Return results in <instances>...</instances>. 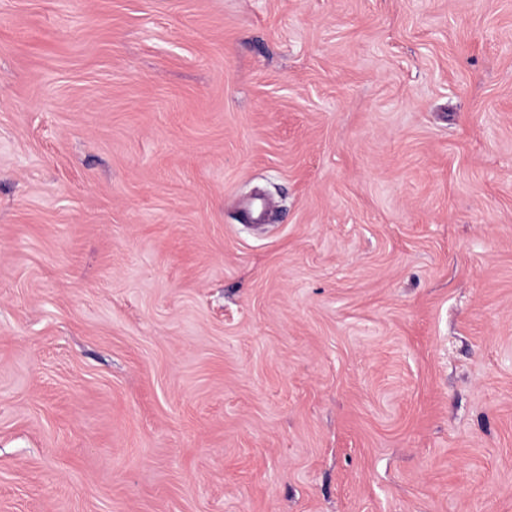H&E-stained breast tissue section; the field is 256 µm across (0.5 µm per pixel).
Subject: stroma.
I'll use <instances>...</instances> for the list:
<instances>
[{"label":"stroma","instance_id":"stroma-1","mask_svg":"<svg viewBox=\"0 0 512 512\" xmlns=\"http://www.w3.org/2000/svg\"><path fill=\"white\" fill-rule=\"evenodd\" d=\"M0 512H512V0H0Z\"/></svg>","mask_w":512,"mask_h":512}]
</instances>
